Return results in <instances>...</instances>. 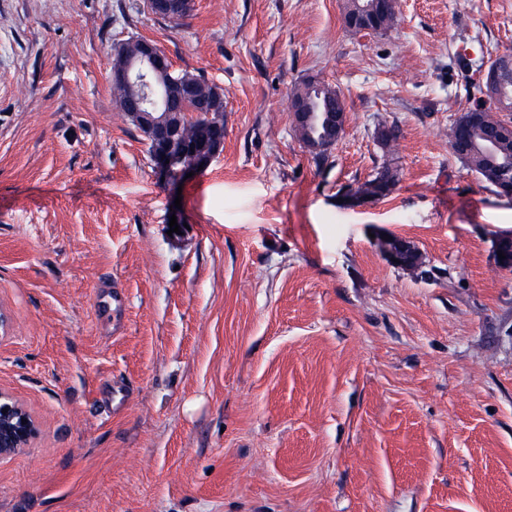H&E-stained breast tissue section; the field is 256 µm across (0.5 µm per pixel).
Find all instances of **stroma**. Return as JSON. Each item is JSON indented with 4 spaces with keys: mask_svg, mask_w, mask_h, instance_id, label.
Instances as JSON below:
<instances>
[{
    "mask_svg": "<svg viewBox=\"0 0 512 512\" xmlns=\"http://www.w3.org/2000/svg\"><path fill=\"white\" fill-rule=\"evenodd\" d=\"M346 5L0 0V390L39 423L0 512H512V200L448 141L512 0H397L374 33ZM134 37L224 89L223 151L178 199L116 102ZM310 76L345 103L321 154L289 112ZM386 164V197H346ZM176 0H146L147 9L154 15L170 21H180L187 4H178ZM412 243L403 238H390L384 246L387 260L398 267L417 269L420 265L421 254L414 250ZM395 258V261H391Z\"/></svg>",
    "mask_w": 512,
    "mask_h": 512,
    "instance_id": "obj_1",
    "label": "stroma"
}]
</instances>
